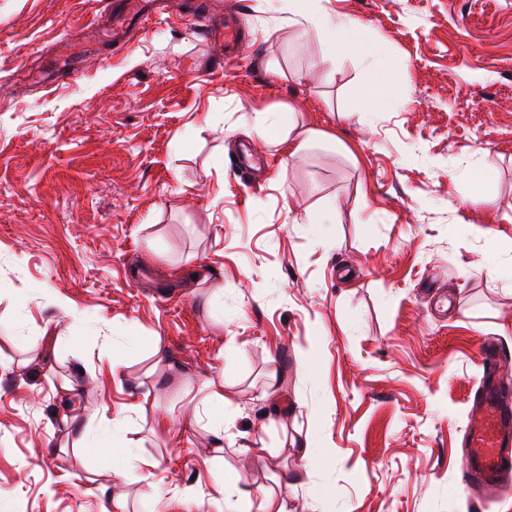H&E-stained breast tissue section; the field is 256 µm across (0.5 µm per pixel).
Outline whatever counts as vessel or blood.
I'll use <instances>...</instances> for the list:
<instances>
[{"instance_id":"obj_1","label":"vessel or blood","mask_w":512,"mask_h":512,"mask_svg":"<svg viewBox=\"0 0 512 512\" xmlns=\"http://www.w3.org/2000/svg\"><path fill=\"white\" fill-rule=\"evenodd\" d=\"M482 354V377L472 401L477 420L465 438L464 476L468 486L494 490L512 468V406L503 400V383L496 371L498 344L485 340Z\"/></svg>"}]
</instances>
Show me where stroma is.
Wrapping results in <instances>:
<instances>
[{"instance_id":"1","label":"stroma","mask_w":512,"mask_h":512,"mask_svg":"<svg viewBox=\"0 0 512 512\" xmlns=\"http://www.w3.org/2000/svg\"><path fill=\"white\" fill-rule=\"evenodd\" d=\"M112 2L0 0V512H218L228 473L288 512H512L461 473L480 340L512 367V0H322L367 44L328 62L288 0L119 51ZM288 108L340 148L288 157ZM202 390L204 396L201 400V410L203 417L207 419L208 424L214 431L216 439L217 452H223L224 448L222 442H224V417H213L210 414V405L219 404L224 406V380L215 379L213 377L207 378L202 384ZM197 421H203L204 418L198 413Z\"/></svg>"}]
</instances>
